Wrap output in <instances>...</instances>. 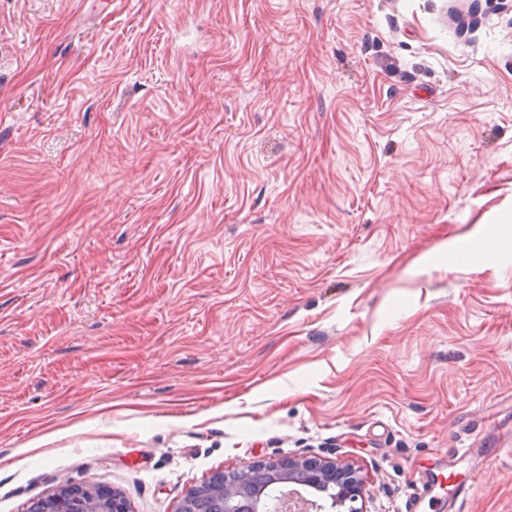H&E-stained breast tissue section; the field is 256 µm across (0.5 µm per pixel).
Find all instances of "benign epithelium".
<instances>
[{
    "instance_id": "obj_1",
    "label": "benign epithelium",
    "mask_w": 512,
    "mask_h": 512,
    "mask_svg": "<svg viewBox=\"0 0 512 512\" xmlns=\"http://www.w3.org/2000/svg\"><path fill=\"white\" fill-rule=\"evenodd\" d=\"M257 468L279 471L288 482L318 488L330 500L325 506L309 501L294 490L270 503L246 493L245 487L252 471ZM215 493L224 497L225 512H334L342 508L348 512H363L354 506L362 498L364 480L353 465L325 461L317 457H288L249 464L232 474L218 472L211 477ZM43 512H129L124 497L116 490L110 494L94 495L89 490L74 493L63 484L55 495L44 501Z\"/></svg>"
}]
</instances>
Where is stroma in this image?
<instances>
[{"mask_svg": "<svg viewBox=\"0 0 512 512\" xmlns=\"http://www.w3.org/2000/svg\"><path fill=\"white\" fill-rule=\"evenodd\" d=\"M510 237L512 0H0V512H512ZM257 468L279 471L286 476L288 483L308 488H319L330 500L326 511L324 504L309 501L296 489L284 493L275 504L265 502L261 497L250 496L245 487L252 471ZM226 474L215 473L211 485L216 494L224 497L225 512H363L362 507L353 504L362 500L364 480L359 470L349 463L330 462L317 457H288L249 464ZM85 491L87 494H85ZM74 493L64 483L55 495L44 501V512H130L124 497L116 490L95 496L92 490Z\"/></svg>", "mask_w": 512, "mask_h": 512, "instance_id": "35a3bbf8", "label": "stroma"}]
</instances>
